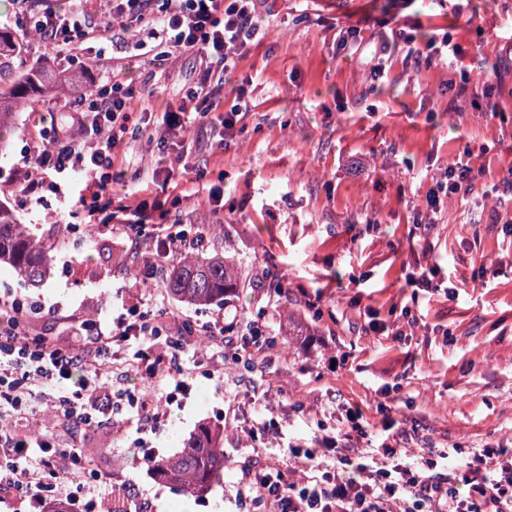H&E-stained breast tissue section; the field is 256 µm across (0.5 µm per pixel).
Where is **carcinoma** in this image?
<instances>
[{
    "label": "carcinoma",
    "instance_id": "obj_1",
    "mask_svg": "<svg viewBox=\"0 0 512 512\" xmlns=\"http://www.w3.org/2000/svg\"><path fill=\"white\" fill-rule=\"evenodd\" d=\"M13 33L0 28V57L21 52ZM74 91L60 76L47 77L39 68L18 76L8 90L0 89V157L6 156L3 132L10 129L20 102L32 95L48 96ZM52 247L37 239L30 225L21 223L16 212L0 202V265H7L17 278L38 288L51 273ZM169 274L165 290L180 301L197 306L223 300L241 287L235 263L221 254L165 257ZM150 477L180 493L205 499L224 477V428L202 424L190 435L186 446L153 459ZM107 512H146L131 475L112 477V497Z\"/></svg>",
    "mask_w": 512,
    "mask_h": 512
}]
</instances>
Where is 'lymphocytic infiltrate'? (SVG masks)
<instances>
[{
  "instance_id": "1",
  "label": "lymphocytic infiltrate",
  "mask_w": 512,
  "mask_h": 512,
  "mask_svg": "<svg viewBox=\"0 0 512 512\" xmlns=\"http://www.w3.org/2000/svg\"><path fill=\"white\" fill-rule=\"evenodd\" d=\"M28 23L56 54H81L86 41L101 39L105 25L81 23L76 12L63 13L46 0H22ZM150 0H112V16L127 34L149 32L158 42V59L188 52L195 56L200 78L188 88L178 109L165 110L162 119L179 151H187L184 132L194 122L216 119L223 133H232L245 116L246 90H233L235 103L222 109L224 77L234 71L260 35L258 0H162L147 11ZM405 45L423 41L426 62H447L460 49L448 32L424 38L399 30L394 40H381L371 54L370 74L383 77L391 58L392 41ZM134 89L116 79L95 87L81 98L65 128L48 129L44 113L34 115V134L24 161L32 170L25 183L30 199L42 201L59 191L58 179L72 171L89 175L86 198L96 200L112 190V167L120 150V135L134 112ZM476 179L466 165H449L425 198L427 215L440 213L443 196L469 192ZM41 305L15 292L0 294V410L26 415L37 389L58 390L57 409L65 416L80 415L91 422L102 383L104 351L111 341L135 342V359L147 382L164 385L166 400L186 393L188 378L168 367L169 343L140 307L122 306L110 332L96 321L83 320L78 350H65L47 336L32 335L29 323ZM322 456L307 475L290 478L286 470L254 464L243 478L239 495L271 505L274 512H512V463L495 464L500 453L485 445L471 460L438 463L420 455L406 463L399 449L381 443L377 452L360 453L336 437L319 440ZM82 449L60 447L56 437L23 436L0 431V503L11 512H44L53 498L81 504L96 512L102 498L99 483L90 481Z\"/></svg>"
}]
</instances>
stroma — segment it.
Wrapping results in <instances>:
<instances>
[{"label": "stroma", "mask_w": 512, "mask_h": 512, "mask_svg": "<svg viewBox=\"0 0 512 512\" xmlns=\"http://www.w3.org/2000/svg\"><path fill=\"white\" fill-rule=\"evenodd\" d=\"M258 12L265 36L231 76L251 81L243 130L222 139L217 128L193 125L185 133L192 148L180 157L158 148L166 135L161 115L196 82L194 56L173 54L151 73L135 47L126 50L138 120L122 136L112 193L99 209L153 199L162 191L152 171L162 169L166 223L212 225L203 253L232 258L244 283L226 304L196 308L163 286L154 221L108 230L75 212L84 172L61 177L59 194L45 205L30 203L19 167L29 113L48 111L66 123L83 94L110 79L112 40L56 56L26 25L19 0H0V27L24 47L0 60V87L33 66L75 86L18 109L10 151L0 159V200L52 245L54 273L30 288L1 266L0 289L42 302L32 333L65 345L77 342L73 317L106 322L123 300L163 315L193 382L184 406L162 417L152 408L139 412L126 393L143 381L127 358H115L103 375L112 410L94 414L92 425L50 412L57 394L46 389L10 427L91 449L102 477L135 474L152 512H270L239 503L243 469L258 461L303 473L306 458L290 457L289 446L312 448L319 433L345 431L356 405L375 444L384 437L378 407H390L393 444L411 455L451 449L466 461L488 443L512 448V234L505 228L512 198L492 189L512 168V0H340L334 9L320 0H262ZM349 25L360 27L369 48L400 26L445 28L464 54L449 64L418 63L402 45L376 82L363 58L336 47ZM486 88L497 112L475 101ZM456 162L476 174L472 191L445 197L434 223L416 224L434 178ZM213 188L223 193L216 215L205 206ZM426 263L456 286L455 297L423 291L411 301L405 277ZM151 270L156 278H148ZM368 308L392 335L365 332ZM219 312L228 337L240 338L246 322L262 325L265 351L237 362L215 342L183 335L184 322ZM202 422L224 428V479L191 504L148 478L144 456L176 451Z\"/></svg>", "instance_id": "1"}]
</instances>
